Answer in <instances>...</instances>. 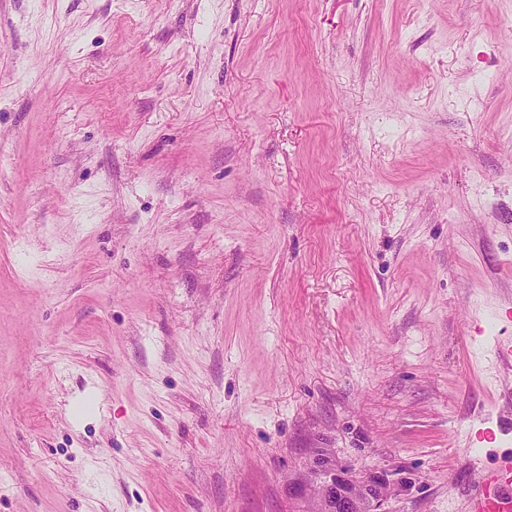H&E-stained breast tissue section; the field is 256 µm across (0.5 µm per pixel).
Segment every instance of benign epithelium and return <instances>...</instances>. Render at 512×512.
<instances>
[{
    "label": "benign epithelium",
    "instance_id": "benign-epithelium-1",
    "mask_svg": "<svg viewBox=\"0 0 512 512\" xmlns=\"http://www.w3.org/2000/svg\"><path fill=\"white\" fill-rule=\"evenodd\" d=\"M312 466L321 496L310 512H390L388 504L407 486L386 470L361 475L324 448L314 451Z\"/></svg>",
    "mask_w": 512,
    "mask_h": 512
}]
</instances>
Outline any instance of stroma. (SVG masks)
Instances as JSON below:
<instances>
[{"mask_svg": "<svg viewBox=\"0 0 512 512\" xmlns=\"http://www.w3.org/2000/svg\"><path fill=\"white\" fill-rule=\"evenodd\" d=\"M0 156V512L512 454V0H0Z\"/></svg>", "mask_w": 512, "mask_h": 512, "instance_id": "stroma-1", "label": "stroma"}]
</instances>
